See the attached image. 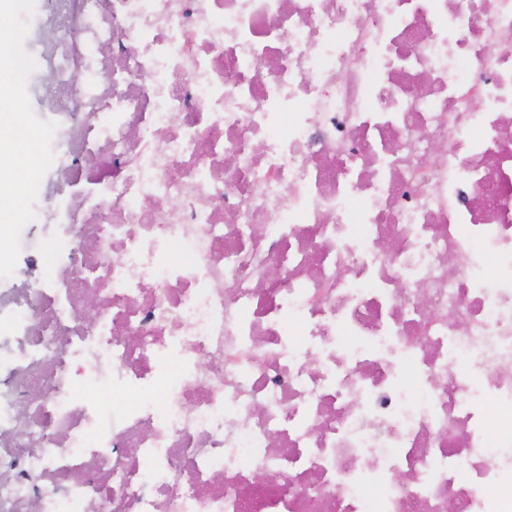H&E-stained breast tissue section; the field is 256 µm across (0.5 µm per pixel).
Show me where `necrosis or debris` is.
Segmentation results:
<instances>
[{
  "label": "necrosis or debris",
  "mask_w": 512,
  "mask_h": 512,
  "mask_svg": "<svg viewBox=\"0 0 512 512\" xmlns=\"http://www.w3.org/2000/svg\"><path fill=\"white\" fill-rule=\"evenodd\" d=\"M50 4L0 512H512V0Z\"/></svg>",
  "instance_id": "1"
}]
</instances>
